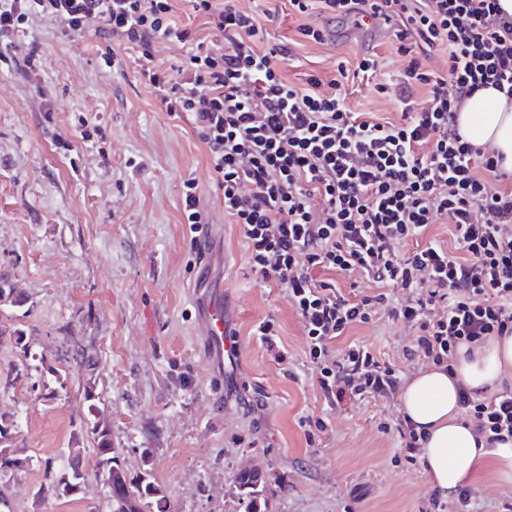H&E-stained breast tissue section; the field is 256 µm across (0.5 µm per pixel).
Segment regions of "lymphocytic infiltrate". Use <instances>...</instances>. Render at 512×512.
I'll list each match as a JSON object with an SVG mask.
<instances>
[{
	"instance_id": "1",
	"label": "lymphocytic infiltrate",
	"mask_w": 512,
	"mask_h": 512,
	"mask_svg": "<svg viewBox=\"0 0 512 512\" xmlns=\"http://www.w3.org/2000/svg\"><path fill=\"white\" fill-rule=\"evenodd\" d=\"M177 2L0 0V58L34 12L65 36L99 33L137 52L141 83L169 115L190 117L206 146L251 271L286 289L331 409L393 397L404 381L396 361L366 346L336 349L355 325L388 317L412 337L406 358L448 372L461 348L512 334V171L458 127L475 91L512 96V15L498 0H290L314 44L326 40L323 18L389 22L409 58L395 79V122L350 110L346 69L304 88L288 82L279 49L258 46L261 24L236 0H185L200 30L176 22ZM163 44L185 48V60L164 66ZM436 51L433 72L425 62ZM439 222L453 225V246L409 248ZM317 269L372 289L346 294ZM456 388L487 450L512 440V388Z\"/></svg>"
}]
</instances>
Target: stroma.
Masks as SVG:
<instances>
[{"label":"stroma","instance_id":"stroma-1","mask_svg":"<svg viewBox=\"0 0 512 512\" xmlns=\"http://www.w3.org/2000/svg\"><path fill=\"white\" fill-rule=\"evenodd\" d=\"M240 4L275 13L261 44L290 47L282 67L297 85L340 61L355 70L363 55L360 38L338 36L343 20L330 21L326 44H309L288 0ZM14 43L38 45L43 64L30 76L23 63L0 62V273L22 297L0 306V413L15 417L12 444L26 460L6 477L12 512H109L94 468L100 421L130 478L146 471L167 490L168 512H239L235 478L249 469L264 476L267 512H434L421 464L406 462L396 433L379 428L401 417L399 399L336 413L314 390L286 290L251 272L205 145L140 83L136 51L94 34L63 36L37 13ZM397 47L389 32L372 46L380 66L348 84L353 110L398 119L390 84L406 58ZM110 48L122 70L99 67ZM84 119L100 127L90 146L80 138ZM189 178L217 227L209 262L241 345L230 373L209 357L194 306L200 253L182 214ZM267 317L280 326L287 363L252 334ZM348 338L401 361L407 376L420 369L403 358L411 338L398 324L360 325ZM304 416L330 421L318 447L307 443ZM76 444L87 478L78 495L61 497L46 462ZM469 485L476 512H502L512 473L488 455Z\"/></svg>","mask_w":512,"mask_h":512}]
</instances>
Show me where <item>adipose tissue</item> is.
<instances>
[{
	"instance_id": "1",
	"label": "adipose tissue",
	"mask_w": 512,
	"mask_h": 512,
	"mask_svg": "<svg viewBox=\"0 0 512 512\" xmlns=\"http://www.w3.org/2000/svg\"><path fill=\"white\" fill-rule=\"evenodd\" d=\"M463 136L490 145L504 155L503 169L512 170V102L497 88L477 91L458 117ZM512 369V335L491 339L473 357L459 356L453 372L432 367L419 371L401 392V409L422 428L420 459L432 488L455 494L473 476L484 449L470 425L463 423L457 382L483 390Z\"/></svg>"
}]
</instances>
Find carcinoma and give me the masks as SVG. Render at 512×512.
<instances>
[{"label": "carcinoma", "instance_id": "cac0c4a2", "mask_svg": "<svg viewBox=\"0 0 512 512\" xmlns=\"http://www.w3.org/2000/svg\"><path fill=\"white\" fill-rule=\"evenodd\" d=\"M95 435L97 472L108 488L111 512H166V492L150 479V474L145 472L139 479L132 480L118 463L109 429L103 425L96 430ZM84 481L83 470L72 461L61 471L59 492L66 495L67 486L81 488ZM236 483L241 494L248 498L245 512H262L261 495L264 486L261 485L259 473L243 471L238 474Z\"/></svg>", "mask_w": 512, "mask_h": 512}]
</instances>
